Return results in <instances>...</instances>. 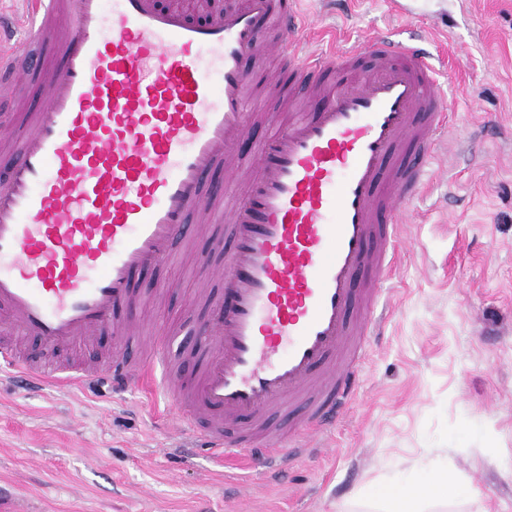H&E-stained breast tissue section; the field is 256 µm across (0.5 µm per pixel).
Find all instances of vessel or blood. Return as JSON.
Here are the masks:
<instances>
[{"instance_id": "b4317fda", "label": "vessel or blood", "mask_w": 512, "mask_h": 512, "mask_svg": "<svg viewBox=\"0 0 512 512\" xmlns=\"http://www.w3.org/2000/svg\"><path fill=\"white\" fill-rule=\"evenodd\" d=\"M296 0H243L198 22L162 0H28L32 38L0 42L11 91L37 89L0 162V364L34 385L161 388L218 461L277 465L346 412L363 376L399 226L450 110L422 48L373 33L323 50ZM262 79L295 109L254 126ZM223 225L200 272L223 284L193 368L177 329L145 356L45 368L144 324L143 273ZM38 344L20 355L15 340Z\"/></svg>"}]
</instances>
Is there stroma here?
Instances as JSON below:
<instances>
[{"instance_id":"obj_1","label":"stroma","mask_w":512,"mask_h":512,"mask_svg":"<svg viewBox=\"0 0 512 512\" xmlns=\"http://www.w3.org/2000/svg\"><path fill=\"white\" fill-rule=\"evenodd\" d=\"M300 8L354 36L420 37L458 91L452 140L399 227L408 247L352 405L324 450L226 470L146 397L97 382L32 391L0 372V512H385L399 484L421 489L420 512H512V0ZM212 233L141 278L183 354L219 288L195 269ZM460 484L472 496L455 497Z\"/></svg>"}]
</instances>
